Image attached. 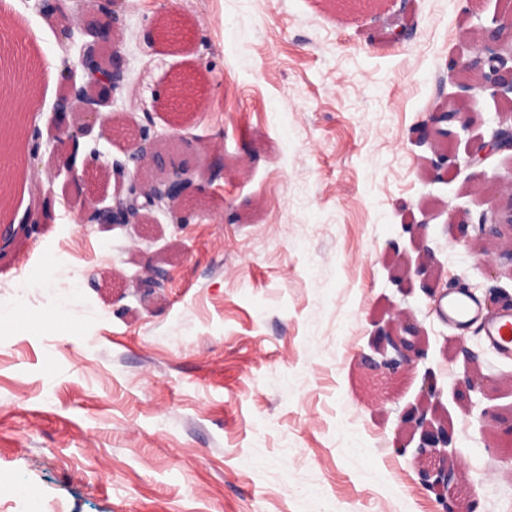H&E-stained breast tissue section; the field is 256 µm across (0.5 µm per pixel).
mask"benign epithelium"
I'll use <instances>...</instances> for the list:
<instances>
[{"label": "benign epithelium", "instance_id": "1", "mask_svg": "<svg viewBox=\"0 0 512 512\" xmlns=\"http://www.w3.org/2000/svg\"><path fill=\"white\" fill-rule=\"evenodd\" d=\"M500 11L492 19V26L483 29L481 37L472 41L468 54L455 64L449 80L463 83L466 90L491 91L492 96L509 104V110L498 113V128L490 138L471 135L474 125L471 113L459 108L437 107L429 113L428 120L416 130L415 138L430 144L434 158L430 160L432 176L441 179L448 176V164L455 157L448 154V144L469 135L466 166H479L496 154L512 152V0H499ZM124 0H112V20L98 32L96 42V66L90 70L77 64V59H67L64 67L71 73L81 70V84L68 81L59 92L53 106L46 146L52 157L63 162L71 172V187L80 197L84 211L97 224L114 226L141 223L144 212L163 205L178 217L185 203L199 192L204 173L186 163L190 150H176L157 135L146 136L145 125L127 135L125 160L112 162L110 176L114 182L112 205L99 208L96 200L84 192V176L78 175L73 157V146L79 139L100 128L99 137L105 136L108 119L101 108L112 106L123 96L125 88L123 54V28L121 8ZM158 35L169 41L179 39L181 29L174 18L157 25ZM169 106L174 112H184L194 106L187 97L184 84L174 85ZM472 190L487 195L488 207L478 219V233L483 240L499 238L504 231L512 232V178L492 188L474 186ZM32 224L24 221L18 228L6 224L0 229V251L8 249L18 234L31 233ZM422 278L426 295L436 297L431 270L419 266L415 272H406L397 280L398 288L412 280ZM421 334L406 314L395 311L391 318L375 331L373 354L363 355L361 363L372 372L394 374L412 366L422 358ZM457 354L463 355L467 370L457 380L458 390L465 396L482 390L468 366L476 355L464 344L457 345ZM423 401L407 408L400 417L401 430L419 433L415 460L421 480L437 492L442 512H456L451 487L455 469L451 459L456 455L449 447L453 429L446 421H434L428 417L433 410V399L438 391L431 383L422 390Z\"/></svg>", "mask_w": 512, "mask_h": 512}]
</instances>
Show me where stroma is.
<instances>
[{
  "instance_id": "35a3bbf8",
  "label": "stroma",
  "mask_w": 512,
  "mask_h": 512,
  "mask_svg": "<svg viewBox=\"0 0 512 512\" xmlns=\"http://www.w3.org/2000/svg\"><path fill=\"white\" fill-rule=\"evenodd\" d=\"M169 4L185 29L170 46L151 21ZM497 0H381L377 12L338 0H127L125 84L112 136L86 137L99 206L105 169L123 159L125 131L151 121L200 144L204 201L175 222L112 228L86 220L57 175L50 219L0 253V512H438L414 447L398 451V420L433 373L461 460L457 495L476 512H512V357L478 331L458 334L420 287L398 289L427 245L433 280L486 298L512 293L491 278L476 225L487 203L466 178L508 179L494 156L434 181L433 152L414 130L441 100L465 102L490 135L504 105L464 97L448 69L462 32L489 25ZM408 12V38L390 24ZM0 46L16 61L60 63L67 46L39 0H12ZM187 78L196 107L166 105ZM65 82L39 80L21 125L47 130ZM10 209L33 201L31 142L6 138ZM457 210L449 223L446 206ZM439 215L423 243L404 232ZM155 264L158 288L134 278ZM408 310L425 357L388 382L360 374L377 320ZM60 309L54 321L44 312ZM465 343L478 357V408L456 392ZM26 495H19L17 486Z\"/></svg>"
}]
</instances>
